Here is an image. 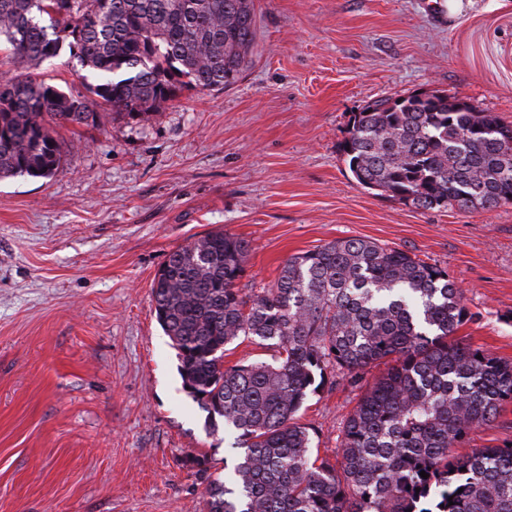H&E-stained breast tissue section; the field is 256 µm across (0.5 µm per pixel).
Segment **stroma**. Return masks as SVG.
I'll use <instances>...</instances> for the list:
<instances>
[{"mask_svg":"<svg viewBox=\"0 0 512 512\" xmlns=\"http://www.w3.org/2000/svg\"><path fill=\"white\" fill-rule=\"evenodd\" d=\"M232 86L152 121L60 128L61 168L0 180V512H204L238 451L187 395L151 283L221 229L252 243L237 286L342 238L444 268L473 319L457 332L512 361V204L418 209L359 185L341 144L371 102L439 90L512 125V0H254ZM363 390L337 381L298 421L333 452ZM512 444V401L459 452Z\"/></svg>","mask_w":512,"mask_h":512,"instance_id":"obj_1","label":"stroma"}]
</instances>
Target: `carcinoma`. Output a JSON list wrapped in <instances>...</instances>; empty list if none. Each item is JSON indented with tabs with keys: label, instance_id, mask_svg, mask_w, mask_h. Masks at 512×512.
I'll return each mask as SVG.
<instances>
[{
	"label": "carcinoma",
	"instance_id": "1",
	"mask_svg": "<svg viewBox=\"0 0 512 512\" xmlns=\"http://www.w3.org/2000/svg\"><path fill=\"white\" fill-rule=\"evenodd\" d=\"M257 36L254 0H0V51L37 65L66 53L86 93L0 78V179L61 167L56 128L112 113L149 121L185 88L237 82ZM345 162L363 187L417 208L512 203V125L440 91L379 99L350 119ZM251 244L211 231L151 284L185 391L220 417L238 459L205 456L206 512H512V446L454 448L512 400V363L456 337L471 320L448 272L399 248L336 239L289 257L241 295ZM272 361L224 366L240 338ZM380 364L331 455L297 422L328 377L353 386ZM429 474L428 478L420 472Z\"/></svg>",
	"mask_w": 512,
	"mask_h": 512
}]
</instances>
